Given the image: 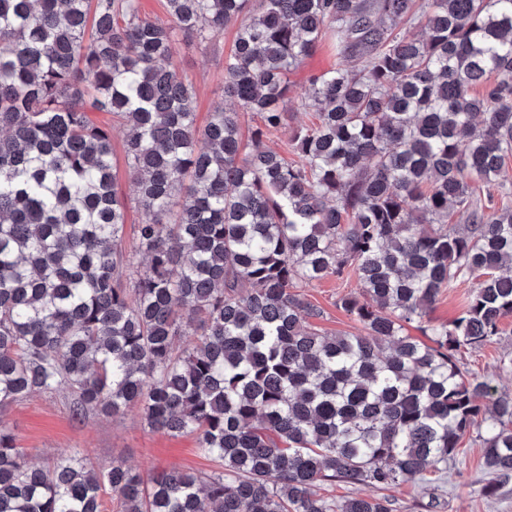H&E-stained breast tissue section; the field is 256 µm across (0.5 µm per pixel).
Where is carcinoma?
<instances>
[{
	"label": "carcinoma",
	"instance_id": "cac0c4a2",
	"mask_svg": "<svg viewBox=\"0 0 512 512\" xmlns=\"http://www.w3.org/2000/svg\"><path fill=\"white\" fill-rule=\"evenodd\" d=\"M0 0V411L68 389L79 411L136 408L193 433L208 474L77 454L35 465L0 424V512H392L379 494L445 473L463 436L487 496L512 481V393L459 364L512 316V208L475 203L512 155V0ZM424 22L412 38L402 25ZM238 25L224 97L197 123L175 37ZM336 34L290 161L288 73ZM496 74L482 94L474 89ZM143 218L129 284L112 125ZM463 223H448L449 210ZM356 277L365 334L323 336L301 282ZM477 288L449 323L442 290ZM199 334L180 347L183 319ZM376 490L336 501L317 485Z\"/></svg>",
	"mask_w": 512,
	"mask_h": 512
}]
</instances>
